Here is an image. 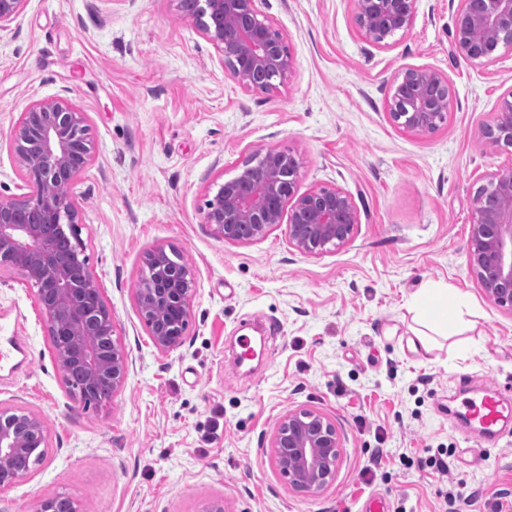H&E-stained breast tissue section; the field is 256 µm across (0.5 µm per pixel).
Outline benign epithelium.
I'll list each match as a JSON object with an SVG mask.
<instances>
[{
    "label": "benign epithelium",
    "mask_w": 512,
    "mask_h": 512,
    "mask_svg": "<svg viewBox=\"0 0 512 512\" xmlns=\"http://www.w3.org/2000/svg\"><path fill=\"white\" fill-rule=\"evenodd\" d=\"M25 0H0V29L13 21ZM356 22L371 42L408 30L415 0H355ZM190 17L220 51L224 67L245 89L272 90L284 83L293 62L281 35L273 30L255 0H194ZM494 33L512 44V0H457L454 44L460 56H489L485 36ZM389 115L403 130L422 135L445 120L448 76L434 69L407 67L393 79ZM481 136L512 149V91L505 94L492 123ZM13 152L27 191L0 197V269L19 271L36 288V301L48 326L62 381H82L83 399L108 402L126 378L128 359L118 340L112 311L100 289L89 293L94 277L87 265L58 248L68 229L75 250H83L73 186L90 163L94 142L87 113L71 98L31 101L12 131ZM300 162L290 152L270 150L248 186L231 180L207 201L205 223L231 243L264 238L288 215V239L304 255L339 249L353 238L358 217L352 198L322 187L295 195ZM512 166L494 173L475 197V217L467 250L469 273L498 306L512 311ZM147 271L135 288L138 310L154 346L170 352L182 344L196 276L189 265L170 262L165 247L148 251ZM47 442L48 426L36 413L0 406V473L12 459L29 452L17 436ZM273 459L288 487L318 494L336 479L341 442L335 424L314 410L288 411L277 424ZM37 512H83L63 494L41 499Z\"/></svg>",
    "instance_id": "1"
}]
</instances>
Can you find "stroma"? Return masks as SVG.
I'll list each match as a JSON object with an SVG mask.
<instances>
[{
	"label": "stroma",
	"mask_w": 512,
	"mask_h": 512,
	"mask_svg": "<svg viewBox=\"0 0 512 512\" xmlns=\"http://www.w3.org/2000/svg\"><path fill=\"white\" fill-rule=\"evenodd\" d=\"M293 67L272 91L242 88L178 0H26L0 29V195L20 184L12 129L32 100L63 93L88 115L95 154L73 193L87 265L129 358L110 405L63 383L34 289L0 272V311L22 317L32 364L0 379V405L43 416L48 446L27 477L0 487V512H34L63 492L85 512H492L512 504V436L470 454L460 412L486 388L512 391V311L470 275L474 198L512 155L485 142L512 90V46L467 62L452 48L451 0H417L412 26L367 40L354 0H257ZM404 67L448 77L451 105L431 133L388 113ZM296 155L297 193L336 187L358 215L352 242L299 253L285 225L251 243L204 221L216 184L266 151ZM179 251L197 278L180 348L153 345L134 291L147 252ZM444 288L453 335L413 301ZM261 320L275 332L255 333ZM262 356L236 368L242 335ZM312 408L336 425L335 482L295 492L272 463L282 416ZM442 456L447 472L430 466ZM470 497L449 498L455 482Z\"/></svg>",
	"instance_id": "obj_1"
}]
</instances>
